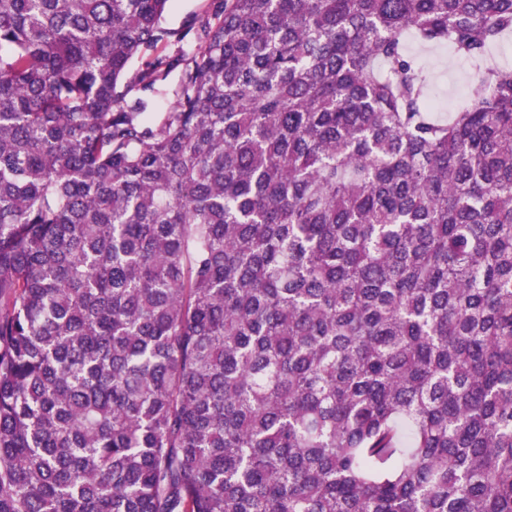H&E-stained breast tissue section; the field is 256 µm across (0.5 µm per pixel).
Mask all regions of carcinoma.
<instances>
[{"mask_svg":"<svg viewBox=\"0 0 512 512\" xmlns=\"http://www.w3.org/2000/svg\"><path fill=\"white\" fill-rule=\"evenodd\" d=\"M168 2L0 0V512H512V0ZM207 0H171L165 16V26L178 29L191 16L199 13ZM409 47L430 64H437L438 68L433 65L437 75L436 82L438 85L447 84L448 93H453L455 85L458 88L462 86L473 72L466 63L453 59L446 48L428 49L413 42H410Z\"/></svg>","mask_w":512,"mask_h":512,"instance_id":"obj_1","label":"carcinoma"}]
</instances>
